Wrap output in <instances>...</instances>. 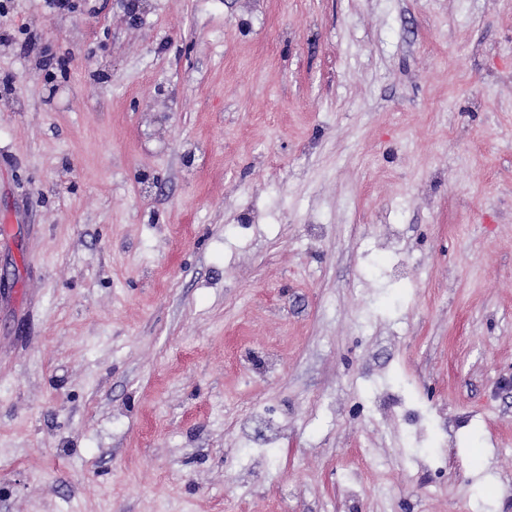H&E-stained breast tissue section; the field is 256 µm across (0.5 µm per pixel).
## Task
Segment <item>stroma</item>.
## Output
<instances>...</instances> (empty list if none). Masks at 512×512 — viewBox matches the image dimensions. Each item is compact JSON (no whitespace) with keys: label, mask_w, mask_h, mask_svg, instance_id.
Here are the masks:
<instances>
[{"label":"stroma","mask_w":512,"mask_h":512,"mask_svg":"<svg viewBox=\"0 0 512 512\" xmlns=\"http://www.w3.org/2000/svg\"><path fill=\"white\" fill-rule=\"evenodd\" d=\"M67 2L0 0V512H512V0Z\"/></svg>","instance_id":"stroma-1"}]
</instances>
